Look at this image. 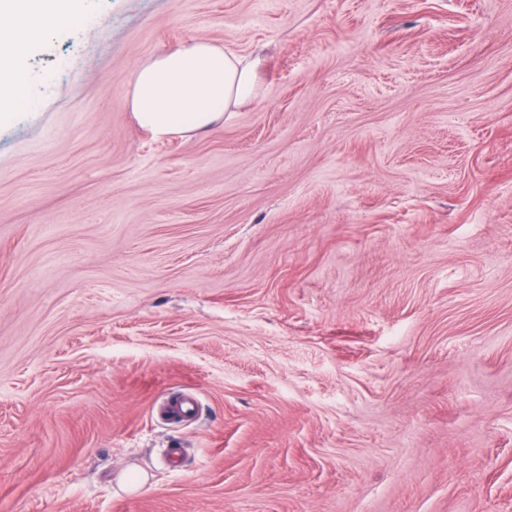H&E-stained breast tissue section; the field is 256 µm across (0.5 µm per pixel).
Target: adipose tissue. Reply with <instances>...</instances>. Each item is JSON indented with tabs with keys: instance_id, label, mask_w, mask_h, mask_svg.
<instances>
[{
	"instance_id": "adipose-tissue-1",
	"label": "adipose tissue",
	"mask_w": 512,
	"mask_h": 512,
	"mask_svg": "<svg viewBox=\"0 0 512 512\" xmlns=\"http://www.w3.org/2000/svg\"><path fill=\"white\" fill-rule=\"evenodd\" d=\"M81 0H0V117L26 95L28 76L19 64L23 48L55 28L73 24ZM258 96L256 63L223 45L193 39L152 57L135 72L127 102L139 125L155 139L207 129Z\"/></svg>"
}]
</instances>
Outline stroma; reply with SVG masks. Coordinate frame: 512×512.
I'll return each mask as SVG.
<instances>
[{
  "label": "stroma",
  "instance_id": "1",
  "mask_svg": "<svg viewBox=\"0 0 512 512\" xmlns=\"http://www.w3.org/2000/svg\"><path fill=\"white\" fill-rule=\"evenodd\" d=\"M198 38L259 96L154 140ZM20 64L0 512H512V0H92ZM258 96L256 63L218 44L192 39L135 72L127 102L156 140L205 130Z\"/></svg>",
  "mask_w": 512,
  "mask_h": 512
}]
</instances>
